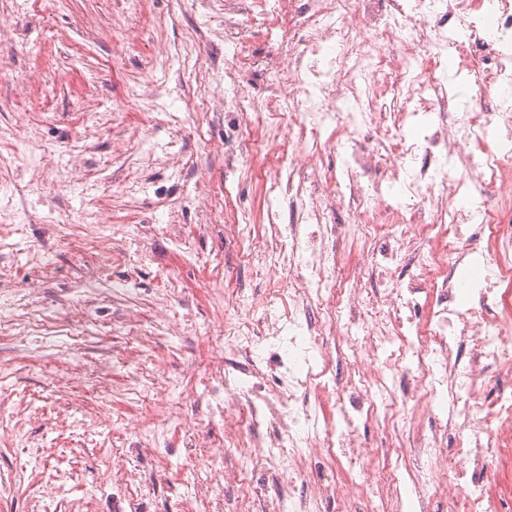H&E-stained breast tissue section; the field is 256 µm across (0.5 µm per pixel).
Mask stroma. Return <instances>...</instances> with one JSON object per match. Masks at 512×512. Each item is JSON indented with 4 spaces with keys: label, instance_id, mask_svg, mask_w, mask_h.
I'll list each match as a JSON object with an SVG mask.
<instances>
[{
    "label": "stroma",
    "instance_id": "stroma-1",
    "mask_svg": "<svg viewBox=\"0 0 512 512\" xmlns=\"http://www.w3.org/2000/svg\"><path fill=\"white\" fill-rule=\"evenodd\" d=\"M32 2L0 0V472L25 443L44 454L0 512H32L62 463L87 512H116L95 486L127 469L137 512H181L180 473L221 428L201 398L230 359L214 300L251 249L227 227L266 207L262 172L224 175L223 113L198 115L201 84L236 93L212 72L224 0ZM142 334L179 429L164 462L122 465L116 446L155 420L123 386Z\"/></svg>",
    "mask_w": 512,
    "mask_h": 512
}]
</instances>
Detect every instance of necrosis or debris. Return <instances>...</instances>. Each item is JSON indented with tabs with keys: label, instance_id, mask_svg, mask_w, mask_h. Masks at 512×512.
<instances>
[{
	"label": "necrosis or debris",
	"instance_id": "4bbe7bcc",
	"mask_svg": "<svg viewBox=\"0 0 512 512\" xmlns=\"http://www.w3.org/2000/svg\"><path fill=\"white\" fill-rule=\"evenodd\" d=\"M261 2L224 0L226 168L269 160L261 223L230 232L256 239L243 266L273 280L263 302L225 289L240 363L205 381L230 512H425L430 499L499 512L512 500V0Z\"/></svg>",
	"mask_w": 512,
	"mask_h": 512
}]
</instances>
